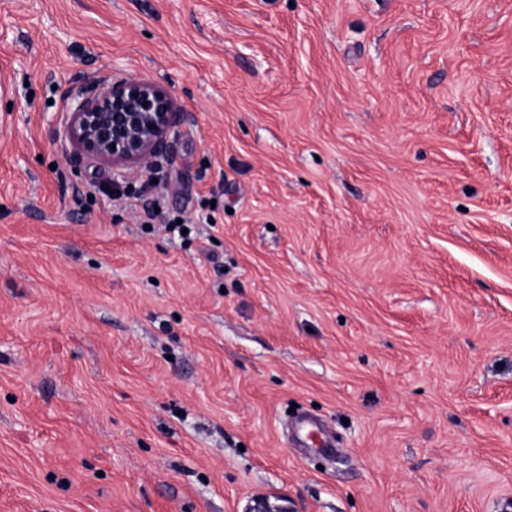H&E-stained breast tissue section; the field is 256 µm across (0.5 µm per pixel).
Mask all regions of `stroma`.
Listing matches in <instances>:
<instances>
[{
    "label": "stroma",
    "mask_w": 512,
    "mask_h": 512,
    "mask_svg": "<svg viewBox=\"0 0 512 512\" xmlns=\"http://www.w3.org/2000/svg\"><path fill=\"white\" fill-rule=\"evenodd\" d=\"M124 77L151 172L61 137ZM260 499L512 502V0H0V512ZM64 137L81 154L112 164L153 169L179 138L184 112L167 90L146 78H124L74 90ZM147 104V107H144Z\"/></svg>",
    "instance_id": "obj_1"
}]
</instances>
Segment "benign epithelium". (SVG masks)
<instances>
[{"mask_svg":"<svg viewBox=\"0 0 512 512\" xmlns=\"http://www.w3.org/2000/svg\"><path fill=\"white\" fill-rule=\"evenodd\" d=\"M64 137L74 149L116 168L150 171L179 138L185 115L167 90L146 78H124L74 90Z\"/></svg>","mask_w":512,"mask_h":512,"instance_id":"1","label":"benign epithelium"}]
</instances>
